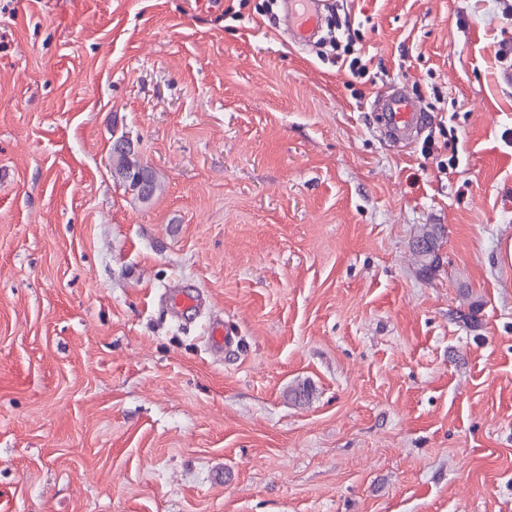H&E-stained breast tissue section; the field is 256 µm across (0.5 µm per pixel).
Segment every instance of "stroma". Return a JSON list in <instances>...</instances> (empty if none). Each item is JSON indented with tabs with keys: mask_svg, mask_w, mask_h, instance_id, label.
I'll return each mask as SVG.
<instances>
[{
	"mask_svg": "<svg viewBox=\"0 0 512 512\" xmlns=\"http://www.w3.org/2000/svg\"><path fill=\"white\" fill-rule=\"evenodd\" d=\"M509 5L332 0L355 94L281 0H9L0 512H512ZM395 88L405 147L375 131ZM125 134L150 203L112 176ZM330 45L333 50H336V63H339V59L341 66L344 65L345 68H348L352 78L362 80L368 77V80L370 79L369 66L372 59H367L366 53L362 51V46L359 49H355L356 39L354 32L351 34L350 30H348L345 44L342 45V41L336 40L334 31V36H331ZM378 125L382 134L398 144L408 145L420 126L421 108L417 100L403 91L376 98ZM122 137L112 144V176L133 200L140 203L150 202L162 190L159 174L134 148L118 149ZM141 180L145 184L140 187ZM435 227L426 228L416 241L414 253L422 262V266L426 269L435 266L437 260L436 247L438 237L436 236Z\"/></svg>",
	"mask_w": 512,
	"mask_h": 512,
	"instance_id": "stroma-1",
	"label": "stroma"
}]
</instances>
